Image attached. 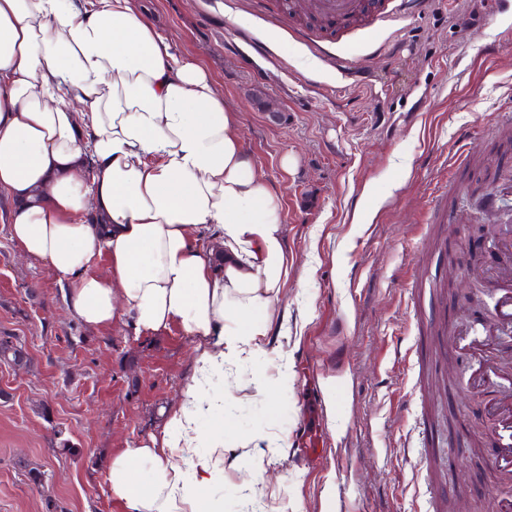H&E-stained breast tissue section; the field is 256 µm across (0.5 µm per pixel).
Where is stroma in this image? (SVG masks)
Here are the masks:
<instances>
[{
	"label": "stroma",
	"instance_id": "obj_1",
	"mask_svg": "<svg viewBox=\"0 0 512 512\" xmlns=\"http://www.w3.org/2000/svg\"><path fill=\"white\" fill-rule=\"evenodd\" d=\"M144 0L178 55L197 57L241 114L240 133L281 192L293 262L285 313L254 371L287 354V392L236 391L234 444L259 432L296 438L318 414L325 453L298 463L267 454L256 505L235 474L209 492L224 512H443L447 501L493 512L492 388L472 382L477 360L447 354L424 330L481 339L495 291L463 310L458 262L475 250L472 224L492 223L473 188L485 172L449 167L464 137L494 139L512 113V0H429L408 21L340 44V76L310 45L321 30L276 0ZM276 100L270 123L258 101ZM290 165H283L284 155ZM454 223L441 229L436 216ZM20 337L27 366H0V512H122L105 485L109 454L160 425L190 372L191 339L178 326L134 336L91 330L68 316L61 285L25 258L0 223V335ZM69 439L70 454L57 451ZM38 468L41 484L27 471ZM433 498H426V489Z\"/></svg>",
	"mask_w": 512,
	"mask_h": 512
}]
</instances>
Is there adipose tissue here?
I'll list each match as a JSON object with an SVG mask.
<instances>
[{
  "instance_id": "obj_1",
  "label": "adipose tissue",
  "mask_w": 512,
  "mask_h": 512,
  "mask_svg": "<svg viewBox=\"0 0 512 512\" xmlns=\"http://www.w3.org/2000/svg\"><path fill=\"white\" fill-rule=\"evenodd\" d=\"M241 117L141 0H0V222L92 329L179 326L192 372L161 428L112 455L123 512H223V427L201 431L283 321L280 192Z\"/></svg>"
}]
</instances>
